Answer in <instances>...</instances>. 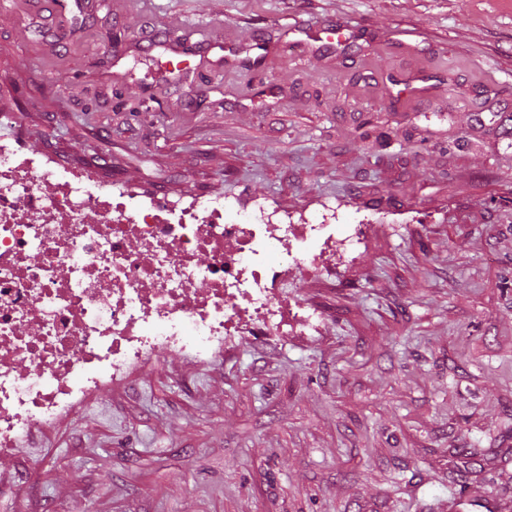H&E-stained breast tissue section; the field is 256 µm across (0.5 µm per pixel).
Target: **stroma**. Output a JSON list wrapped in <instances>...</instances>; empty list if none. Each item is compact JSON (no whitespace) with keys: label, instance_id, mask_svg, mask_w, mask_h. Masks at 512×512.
Wrapping results in <instances>:
<instances>
[{"label":"stroma","instance_id":"obj_1","mask_svg":"<svg viewBox=\"0 0 512 512\" xmlns=\"http://www.w3.org/2000/svg\"><path fill=\"white\" fill-rule=\"evenodd\" d=\"M0 0V135L363 246L321 317L157 353L0 456V512H512V0Z\"/></svg>","mask_w":512,"mask_h":512}]
</instances>
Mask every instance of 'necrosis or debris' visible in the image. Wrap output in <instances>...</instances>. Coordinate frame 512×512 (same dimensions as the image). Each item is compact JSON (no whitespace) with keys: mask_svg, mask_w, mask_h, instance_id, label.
Here are the masks:
<instances>
[{"mask_svg":"<svg viewBox=\"0 0 512 512\" xmlns=\"http://www.w3.org/2000/svg\"><path fill=\"white\" fill-rule=\"evenodd\" d=\"M365 234L96 190L0 137V452L155 352L217 358L235 333L287 332L302 314L282 287Z\"/></svg>","mask_w":512,"mask_h":512,"instance_id":"necrosis-or-debris-1","label":"necrosis or debris"}]
</instances>
